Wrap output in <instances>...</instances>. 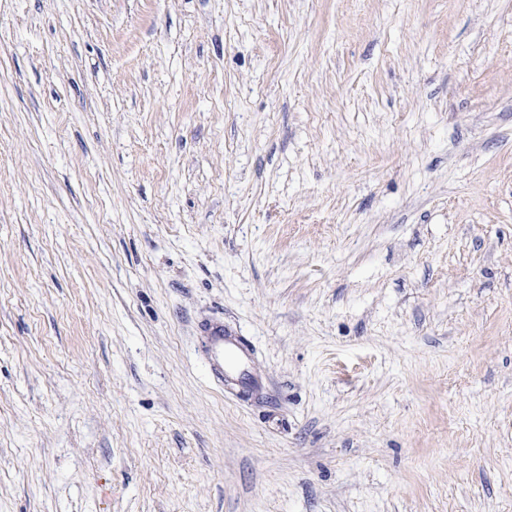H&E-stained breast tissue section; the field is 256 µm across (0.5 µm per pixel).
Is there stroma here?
Segmentation results:
<instances>
[{
	"instance_id": "1",
	"label": "stroma",
	"mask_w": 512,
	"mask_h": 512,
	"mask_svg": "<svg viewBox=\"0 0 512 512\" xmlns=\"http://www.w3.org/2000/svg\"><path fill=\"white\" fill-rule=\"evenodd\" d=\"M0 512H512V0H0ZM212 370L219 380H224V372L245 373L248 361V347L239 336L224 330L223 322H214L204 330Z\"/></svg>"
}]
</instances>
